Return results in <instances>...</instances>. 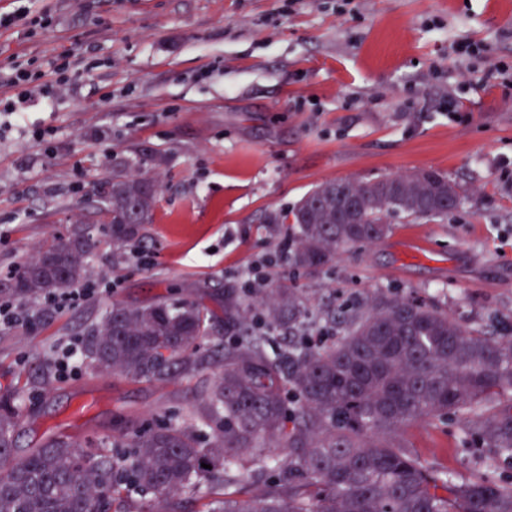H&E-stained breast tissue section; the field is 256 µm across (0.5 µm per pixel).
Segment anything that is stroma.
Listing matches in <instances>:
<instances>
[{"mask_svg":"<svg viewBox=\"0 0 512 512\" xmlns=\"http://www.w3.org/2000/svg\"><path fill=\"white\" fill-rule=\"evenodd\" d=\"M47 13L0 28V71L30 62L40 79L0 87V282L44 242L91 219L94 185L151 178V224L89 259L93 298L0 327V393L24 416L18 446L54 435L109 436L177 419L214 372L168 382L92 373L78 356L112 303L190 292L223 333L224 288L264 255L265 284L284 279L312 308L375 291L434 304L469 329L512 337V0H0ZM463 39L488 56L455 52ZM65 56L68 83L49 76ZM14 112H6V104ZM447 173L464 196L442 219L391 218V233L323 269L282 255L292 210L317 184ZM95 407L78 413L79 401ZM402 442L453 481L512 482V457L467 435L457 417L407 427Z\"/></svg>","mask_w":512,"mask_h":512,"instance_id":"obj_1","label":"stroma"}]
</instances>
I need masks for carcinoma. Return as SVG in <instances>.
I'll use <instances>...</instances> for the list:
<instances>
[{
    "instance_id": "obj_1",
    "label": "carcinoma",
    "mask_w": 512,
    "mask_h": 512,
    "mask_svg": "<svg viewBox=\"0 0 512 512\" xmlns=\"http://www.w3.org/2000/svg\"><path fill=\"white\" fill-rule=\"evenodd\" d=\"M344 190L362 200L358 224L337 223ZM94 196L104 199L103 234L121 245L151 223L157 189L147 178L120 175ZM460 203L458 184L434 170L325 181L293 209L288 264L322 269L385 238L392 214L446 217ZM96 245L89 228L75 225L42 246L0 296L33 305L71 287L87 276ZM255 311L268 331L288 337L273 357L249 324ZM211 320L189 295L114 303L90 328L84 354L97 371L130 379L164 381L174 368L193 376ZM322 330L336 341L309 339ZM224 332L233 338L210 384L175 424L121 431L97 444L51 437L19 456L22 408L1 393L0 512H111L121 496L159 504L141 512H183L186 499L204 496L201 512H512V483L444 481L399 439L408 425L452 412L512 454V410H495L512 390L511 338L467 329L422 300L380 293L346 311L315 313L284 283L244 296L227 289ZM107 446L131 452L119 457ZM271 448L286 455L273 474L263 465ZM246 459L256 463L250 478L259 493L239 500L211 492L240 482Z\"/></svg>"
}]
</instances>
